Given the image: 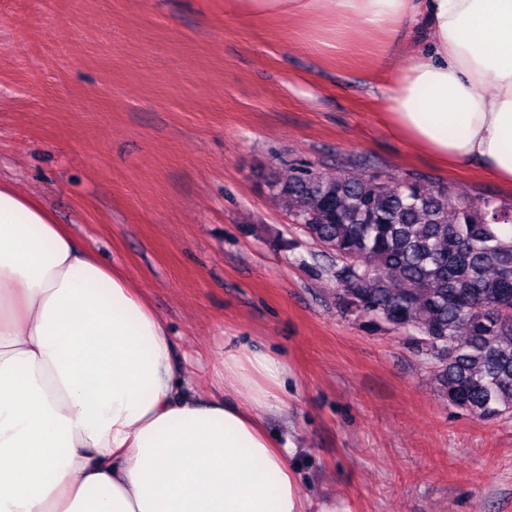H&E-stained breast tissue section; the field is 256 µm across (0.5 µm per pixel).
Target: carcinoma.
I'll return each instance as SVG.
<instances>
[{
	"mask_svg": "<svg viewBox=\"0 0 512 512\" xmlns=\"http://www.w3.org/2000/svg\"><path fill=\"white\" fill-rule=\"evenodd\" d=\"M265 185L318 248L341 314L426 357L449 406L512 413V202L452 199L420 173L365 163L340 178L291 163Z\"/></svg>",
	"mask_w": 512,
	"mask_h": 512,
	"instance_id": "1",
	"label": "carcinoma"
}]
</instances>
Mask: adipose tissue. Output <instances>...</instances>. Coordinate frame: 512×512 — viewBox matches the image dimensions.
Listing matches in <instances>:
<instances>
[{
    "label": "adipose tissue",
    "mask_w": 512,
    "mask_h": 512,
    "mask_svg": "<svg viewBox=\"0 0 512 512\" xmlns=\"http://www.w3.org/2000/svg\"><path fill=\"white\" fill-rule=\"evenodd\" d=\"M357 17L406 51L384 129L512 185V0H224L246 22ZM287 365L224 339L204 393L133 277L0 182V512H308L289 448Z\"/></svg>",
    "instance_id": "ef3b65f1"
}]
</instances>
